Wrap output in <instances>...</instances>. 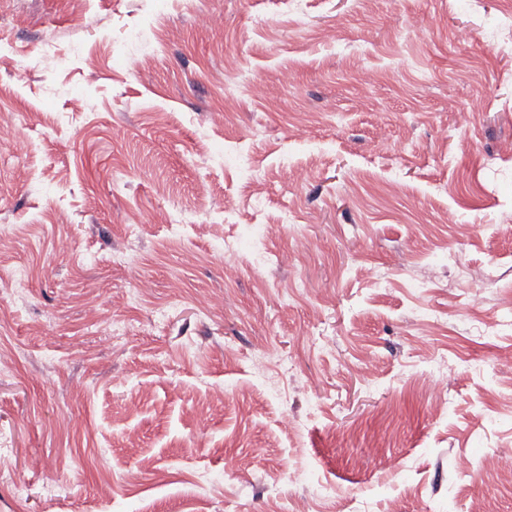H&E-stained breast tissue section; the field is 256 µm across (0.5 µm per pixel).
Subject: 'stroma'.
I'll use <instances>...</instances> for the list:
<instances>
[{
	"mask_svg": "<svg viewBox=\"0 0 512 512\" xmlns=\"http://www.w3.org/2000/svg\"><path fill=\"white\" fill-rule=\"evenodd\" d=\"M510 12L0 0V512H512Z\"/></svg>",
	"mask_w": 512,
	"mask_h": 512,
	"instance_id": "35a3bbf8",
	"label": "stroma"
}]
</instances>
